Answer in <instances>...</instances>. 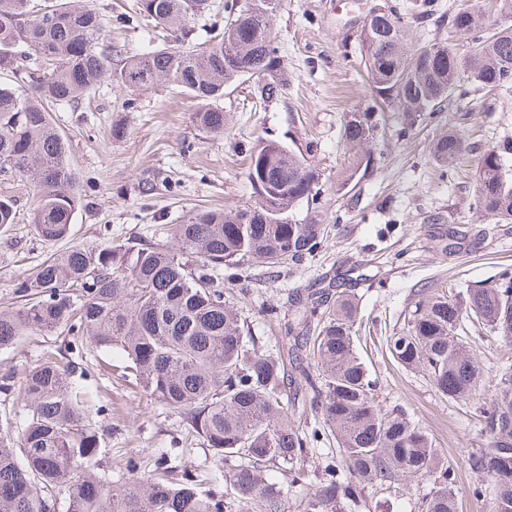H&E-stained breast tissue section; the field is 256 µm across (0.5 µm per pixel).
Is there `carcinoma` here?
<instances>
[{"mask_svg":"<svg viewBox=\"0 0 512 512\" xmlns=\"http://www.w3.org/2000/svg\"><path fill=\"white\" fill-rule=\"evenodd\" d=\"M204 0H139V15L185 40ZM250 14L238 0L224 3V31L189 47L169 46L129 57L112 68L105 23L71 0H0V70L16 74L29 93L0 87V173H15L37 188L31 224L39 236H67L81 199L63 137L50 112L77 106L104 79L128 90L158 83L176 86L201 103L200 129L224 134V112L213 102L224 86L255 77V96L269 100L285 86L271 29L281 0H256ZM418 20L438 12L436 0H414ZM450 29L476 51L452 44L408 49L401 4L361 26V63L375 105L348 112L343 135L355 149L343 182L374 169L370 144L382 135L376 109L396 105L406 134L442 112L462 86L512 89V25L487 35L475 13L448 15ZM44 69L24 66L31 56ZM432 158L449 167L466 150L454 129L433 139ZM248 180L257 205L198 210L170 225L166 243L122 250L73 246L40 263L22 281L17 308L0 310V349L35 331L83 332L97 349H119L142 390L182 414L208 446L224 456L226 492L139 473L127 463L118 482L98 475L101 441L81 396L72 391L71 367L54 358L25 373L17 388L25 414L20 432L0 424V512H288V499L270 472L289 485L317 480L299 512H353L367 507L366 489L387 482L435 487L420 498V512H457L456 475L428 434L404 415L383 409L377 383L357 350L359 300L350 288L334 298L321 288L296 293L283 324L288 346L272 352L232 302L215 269L231 283L249 281L264 266L288 272L313 254L327 225L316 216L301 224L293 212L320 195L319 170L275 140L251 152ZM479 206L497 221H512V141L486 151L479 173ZM17 199L0 194V230L17 223ZM479 325L512 344V271L495 284L456 296L423 288L404 327L386 338L392 358L423 372L436 391L468 399L487 372L463 343L466 326ZM295 361V376L288 361ZM304 419L301 424L298 419ZM485 447L467 459L492 481L490 512H512V363L495 374V393L479 408ZM329 435L336 460L318 472L304 467L309 444ZM23 461H18L17 454Z\"/></svg>","mask_w":512,"mask_h":512,"instance_id":"carcinoma-1","label":"carcinoma"}]
</instances>
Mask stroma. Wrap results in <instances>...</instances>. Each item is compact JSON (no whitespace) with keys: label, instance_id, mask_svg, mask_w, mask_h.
I'll return each instance as SVG.
<instances>
[{"label":"stroma","instance_id":"obj_1","mask_svg":"<svg viewBox=\"0 0 512 512\" xmlns=\"http://www.w3.org/2000/svg\"><path fill=\"white\" fill-rule=\"evenodd\" d=\"M77 3L103 16L123 57L174 42L137 19L136 0ZM361 25V19L330 0H282L271 26L288 74L286 88L265 102L251 83L225 86L218 102L224 133L217 137L198 127L199 102L165 84L129 93L106 81L92 93L90 107H55L51 118L78 173L83 204L69 235L47 241L29 222L33 185L19 176L0 180V191L15 194L20 206L19 223L0 231V308L17 306V288L26 275L69 247L163 242L167 226L181 223L190 211L254 205L249 155L263 141H278L305 156L321 174L318 201L299 206L297 219L312 210L332 230L290 272L255 268L239 310L248 316L253 334L272 345L280 339V328L262 315V308L287 313L293 290L321 288L350 274L363 316L358 348L378 382L382 405L423 428L454 468L458 512H490L488 499L467 492L480 480L467 458L484 445L477 409L493 396L492 382L482 383L469 399L447 400L426 375L391 360L383 340L403 327L420 289L453 294L494 284L503 268H512V223L488 219L478 203L483 153L512 139V95L470 88L447 111L407 135L400 132V110L385 108L384 134L372 146L373 171L358 184L341 185L351 157L343 137L345 114L371 103L369 78L360 62ZM129 98L134 107L127 110L123 104ZM461 106L468 118L459 130L469 150L446 176L430 155V142L447 131ZM117 125L124 129L118 138L112 135ZM466 344L490 375L512 358V347L478 328L471 329ZM49 353L74 365L71 381L89 397L90 420L104 433L98 454L103 474L119 480L126 475L127 460H136L145 473L163 460L175 474L188 471L223 489V457L180 414L129 381L121 352L93 349L87 339L63 328L36 331L0 350V377L21 379Z\"/></svg>","mask_w":512,"mask_h":512}]
</instances>
